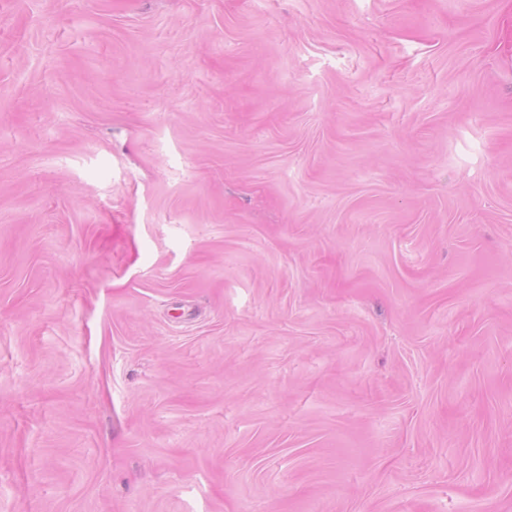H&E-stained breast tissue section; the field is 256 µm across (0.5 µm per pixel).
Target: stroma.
<instances>
[{
    "label": "stroma",
    "mask_w": 512,
    "mask_h": 512,
    "mask_svg": "<svg viewBox=\"0 0 512 512\" xmlns=\"http://www.w3.org/2000/svg\"><path fill=\"white\" fill-rule=\"evenodd\" d=\"M0 512H512V0H0Z\"/></svg>",
    "instance_id": "35a3bbf8"
}]
</instances>
